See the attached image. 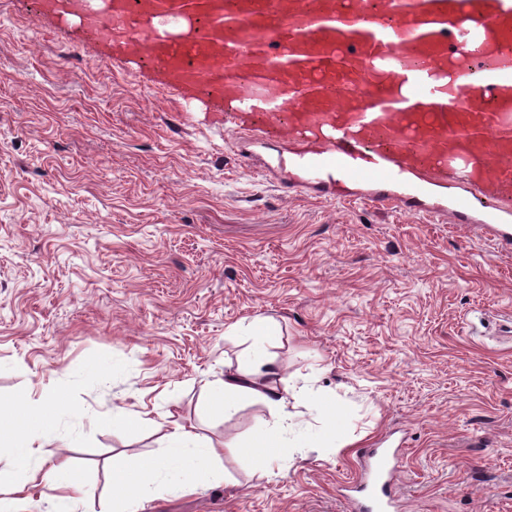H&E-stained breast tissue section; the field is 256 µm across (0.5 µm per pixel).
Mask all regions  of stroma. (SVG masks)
<instances>
[{"label":"stroma","mask_w":512,"mask_h":512,"mask_svg":"<svg viewBox=\"0 0 512 512\" xmlns=\"http://www.w3.org/2000/svg\"><path fill=\"white\" fill-rule=\"evenodd\" d=\"M242 166L218 106L0 0V400L152 419L45 446L81 462L78 512H104L113 462L162 454L179 425L223 448L225 480L143 512H348L360 453L386 438L405 449L393 512H512V249ZM254 318L305 390L289 411L316 426L335 405L347 447L239 460L270 411L227 418L208 392L246 354L230 326ZM102 359L112 381L66 384Z\"/></svg>","instance_id":"obj_1"}]
</instances>
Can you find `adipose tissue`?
Returning a JSON list of instances; mask_svg holds the SVG:
<instances>
[{
  "mask_svg": "<svg viewBox=\"0 0 512 512\" xmlns=\"http://www.w3.org/2000/svg\"><path fill=\"white\" fill-rule=\"evenodd\" d=\"M231 335L252 340L247 361L225 373L209 395L213 410L229 416L252 402L264 403L272 420L242 442L240 453L250 466L270 469L282 465L304 448H343L347 442L336 432V410L328 408L322 426L296 423L288 409L291 389L280 363L270 352L275 334L272 325L253 321L234 325ZM11 418L8 434H0V512H12L18 504H32L40 486L55 492L52 512H76L85 490L82 468L72 461L50 465L46 444L57 441L72 448L85 441L83 407L61 402L55 395L32 397L21 393L9 400ZM166 451L133 464L117 465L105 512H138L139 505L156 496L186 495L199 485L222 481V451L205 443L194 429L179 426L165 439Z\"/></svg>",
  "mask_w": 512,
  "mask_h": 512,
  "instance_id": "1",
  "label": "adipose tissue"
}]
</instances>
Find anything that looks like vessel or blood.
Listing matches in <instances>:
<instances>
[{"instance_id": "obj_1", "label": "vessel or blood", "mask_w": 512, "mask_h": 512, "mask_svg": "<svg viewBox=\"0 0 512 512\" xmlns=\"http://www.w3.org/2000/svg\"><path fill=\"white\" fill-rule=\"evenodd\" d=\"M37 0L161 86L219 101L241 139L279 140L288 191L476 224L512 245V0ZM172 29H161L166 18ZM484 31L482 82L455 34ZM402 450L375 449L355 512H390Z\"/></svg>"}]
</instances>
